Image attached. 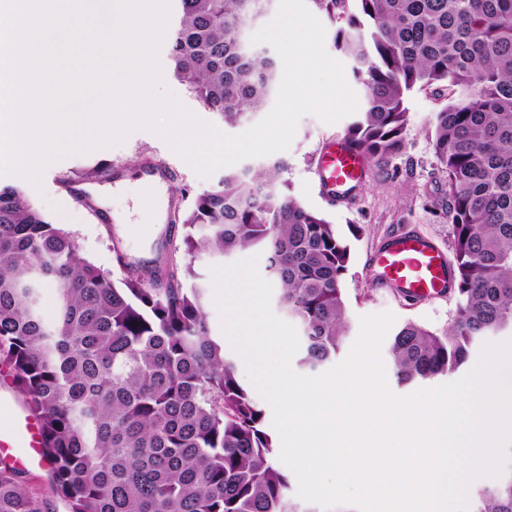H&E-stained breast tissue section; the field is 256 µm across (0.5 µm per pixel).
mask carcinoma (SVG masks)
<instances>
[{"label":"carcinoma","instance_id":"obj_1","mask_svg":"<svg viewBox=\"0 0 512 512\" xmlns=\"http://www.w3.org/2000/svg\"><path fill=\"white\" fill-rule=\"evenodd\" d=\"M336 24L345 0H310ZM333 45L362 86L348 148L384 166L404 147L408 95L443 85L433 148L438 214L451 226L455 321H409L390 353L399 383L464 366L473 342L512 333V0H355ZM169 31L174 76L224 123L263 110L276 62L241 41L265 0H179ZM285 163L224 172L178 220L164 265L115 282L74 239L0 187V363L41 424L67 512H300L265 412L212 337L200 252L261 249L279 303L302 331V363L340 351L351 320L343 279L351 249L322 214L288 194ZM56 290L45 317L42 290ZM477 512H512V475L478 492ZM20 470L0 464V512H45Z\"/></svg>","mask_w":512,"mask_h":512}]
</instances>
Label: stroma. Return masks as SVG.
I'll return each mask as SVG.
<instances>
[{
  "mask_svg": "<svg viewBox=\"0 0 512 512\" xmlns=\"http://www.w3.org/2000/svg\"><path fill=\"white\" fill-rule=\"evenodd\" d=\"M158 60L162 86L180 106L200 120L226 134H241V127H230L206 109L187 86L172 75L169 43H161ZM448 102V92L439 86L414 89L408 96V123L403 151L381 168H369L353 201H331L324 195L316 174V160L325 142L341 137L347 123L322 122L307 115L300 119L295 137L287 150L277 152L286 164L281 173L288 192L307 208L318 211L340 231L362 226L359 238L351 240V259L344 280V297L351 317V333L359 335L362 317L391 312L396 324L416 322L431 330H440L454 319L458 309L456 295L414 302L402 297L397 289L379 282L370 265L372 251L392 234L415 229L444 249H451L449 224L436 215L433 200L440 187L433 150V121ZM162 162L176 174L174 191L163 199L165 214L186 211L198 193L210 189L223 178V171L200 176L167 142L147 129L131 131L121 142L95 147L85 152L68 153L50 162L39 183L15 175H0V186L19 188L25 198L46 218L75 240L79 255L94 264L111 279L125 274V264L148 265L169 248L170 225L154 221V208L147 206L138 184L132 183L120 201L127 220L117 224L99 219L95 204L77 200L66 188L69 180L84 179L97 171V183L103 184L112 169L132 177L151 162Z\"/></svg>",
  "mask_w": 512,
  "mask_h": 512,
  "instance_id": "35a3bbf8",
  "label": "stroma"
}]
</instances>
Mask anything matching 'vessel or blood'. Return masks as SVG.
Here are the masks:
<instances>
[{
	"mask_svg": "<svg viewBox=\"0 0 512 512\" xmlns=\"http://www.w3.org/2000/svg\"><path fill=\"white\" fill-rule=\"evenodd\" d=\"M318 175L328 197H335L338 188L363 179L360 151L345 147L339 139L329 141L319 155ZM373 263L382 281L406 296L429 300L450 292V266L445 251L419 233L409 232L387 240L379 247ZM1 415L11 421L8 431L0 432V447L11 450L12 465L19 469L45 466L46 456L36 419L13 411L9 404L0 400Z\"/></svg>",
	"mask_w": 512,
	"mask_h": 512,
	"instance_id": "1",
	"label": "vessel or blood"
}]
</instances>
